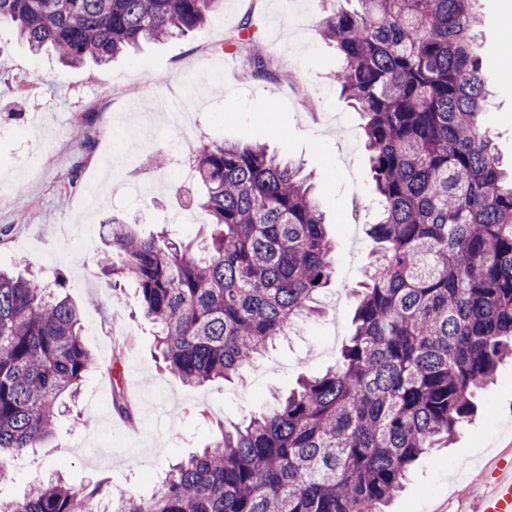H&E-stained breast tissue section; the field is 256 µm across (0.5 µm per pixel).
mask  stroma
<instances>
[{
  "instance_id": "35a3bbf8",
  "label": "stroma",
  "mask_w": 512,
  "mask_h": 512,
  "mask_svg": "<svg viewBox=\"0 0 512 512\" xmlns=\"http://www.w3.org/2000/svg\"><path fill=\"white\" fill-rule=\"evenodd\" d=\"M322 0H224V10L202 30L143 44L106 65L63 66L51 53L32 54L12 26H0V269L27 264L46 283L55 276L82 312V339L98 359L74 405L85 425L59 418L41 448L10 462L0 499H22L31 487L61 475L84 491L111 479L135 495L151 492L178 459L210 446L222 428L269 409L300 376L333 366L352 331L353 292L365 279V228L376 217L374 182L363 149V119L332 81L338 60L317 30ZM479 53L495 95L486 126L504 162L512 161V70L495 61L512 50V0H480ZM252 20L271 59L267 76L253 75L245 50L226 55L244 20ZM137 87L154 104L133 109ZM184 105L185 147L169 164L151 155L171 148L161 103ZM267 102L268 111L255 107ZM90 118L91 151L71 140L72 126ZM137 152L122 149L125 135ZM260 143L282 159L302 163L317 188L335 243L321 315L276 340L241 378L204 385L182 382L164 367L154 326L141 314L134 281H113L103 268L110 253L105 223L111 217L139 224L142 233L166 232L189 242L207 231L180 216L201 193L198 183L170 190L191 168L195 150L210 142ZM108 152L113 165L100 167ZM97 183L101 196L88 212L82 188ZM120 361L124 388L143 409L134 424L111 406L109 369ZM475 415L449 447L413 466L390 512H479L493 459L512 450V360L476 399Z\"/></svg>"
}]
</instances>
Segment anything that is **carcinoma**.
Instances as JSON below:
<instances>
[{
	"label": "carcinoma",
	"instance_id": "cac0c4a2",
	"mask_svg": "<svg viewBox=\"0 0 512 512\" xmlns=\"http://www.w3.org/2000/svg\"><path fill=\"white\" fill-rule=\"evenodd\" d=\"M222 0H0L33 53L107 63L142 41L203 27ZM334 79L365 118L378 215L354 332L336 365L181 460L151 494L103 512H385L411 466L445 445L512 357V179L485 130L476 0H328ZM255 74H268L252 23ZM202 247L112 222V275L133 280L157 348L188 384L228 380L315 311L335 245L301 166L261 144L196 153ZM63 278L0 272V479L52 436L63 396L98 366ZM112 407L134 408L113 373ZM59 477L4 512H94Z\"/></svg>",
	"mask_w": 512,
	"mask_h": 512
}]
</instances>
